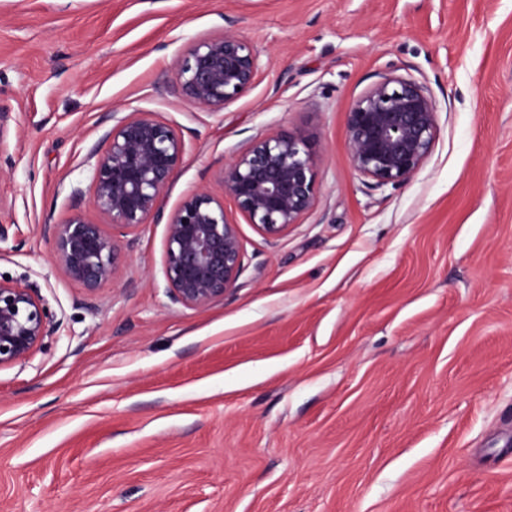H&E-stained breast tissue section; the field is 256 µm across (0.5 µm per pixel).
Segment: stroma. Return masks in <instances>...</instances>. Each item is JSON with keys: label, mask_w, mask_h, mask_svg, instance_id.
Returning <instances> with one entry per match:
<instances>
[{"label": "stroma", "mask_w": 512, "mask_h": 512, "mask_svg": "<svg viewBox=\"0 0 512 512\" xmlns=\"http://www.w3.org/2000/svg\"><path fill=\"white\" fill-rule=\"evenodd\" d=\"M235 30L256 84L223 111L175 63ZM422 84L438 136L403 184L352 168L345 114ZM186 144L160 217L88 292L44 227L97 221L113 115ZM0 277L57 329L0 369V512H512V0H0ZM302 136L318 194L262 236L220 173ZM208 190L243 264L222 301L165 288V224Z\"/></svg>", "instance_id": "obj_1"}]
</instances>
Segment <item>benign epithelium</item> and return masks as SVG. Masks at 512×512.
I'll list each match as a JSON object with an SVG mask.
<instances>
[{
    "instance_id": "1",
    "label": "benign epithelium",
    "mask_w": 512,
    "mask_h": 512,
    "mask_svg": "<svg viewBox=\"0 0 512 512\" xmlns=\"http://www.w3.org/2000/svg\"><path fill=\"white\" fill-rule=\"evenodd\" d=\"M257 51L235 30L195 41L176 61L182 93L217 112L255 85ZM438 126L434 103L414 80L389 76L347 112L345 143L353 169L378 185L407 181L430 156ZM96 160L92 207L96 224L75 215L49 229L52 257L88 292L112 281L121 265L123 235L146 223L183 163L184 140L146 112L120 118ZM221 180L235 207L266 238L283 236L315 204V159L307 141L282 132L259 139L224 166ZM237 225L224 203L202 190L186 198L165 228L163 274L170 298L202 308L224 299L239 278ZM54 314L21 283L0 278V367L28 359L43 344Z\"/></svg>"
}]
</instances>
